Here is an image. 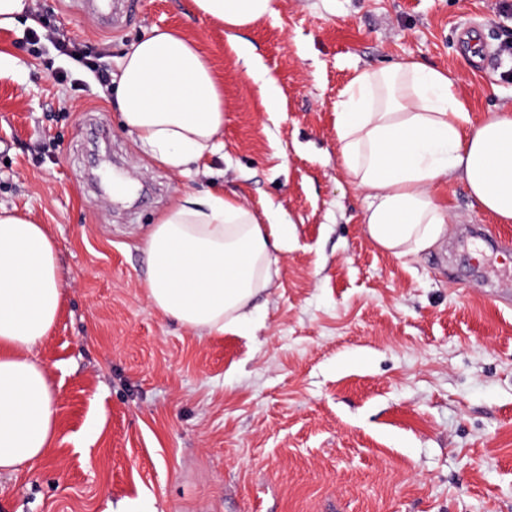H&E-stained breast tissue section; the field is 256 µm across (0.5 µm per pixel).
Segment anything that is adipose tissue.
<instances>
[{
    "mask_svg": "<svg viewBox=\"0 0 512 512\" xmlns=\"http://www.w3.org/2000/svg\"><path fill=\"white\" fill-rule=\"evenodd\" d=\"M236 31L273 15L275 0H193ZM123 126L139 149L176 173L215 153L224 97L194 41L153 28L122 59ZM339 161L364 194L370 240L402 257L448 232L434 189L463 182L479 206L512 223V112L471 124L447 73L418 61L357 72L336 105ZM288 227L235 196L179 194L144 241L143 285L159 313L195 331L245 329L248 308L278 269ZM64 275L44 225L0 207V473L51 455L56 403L48 369L34 355L58 320Z\"/></svg>",
    "mask_w": 512,
    "mask_h": 512,
    "instance_id": "ef3b65f1",
    "label": "adipose tissue"
}]
</instances>
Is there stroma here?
Returning a JSON list of instances; mask_svg holds the SVG:
<instances>
[{
    "label": "stroma",
    "instance_id": "stroma-1",
    "mask_svg": "<svg viewBox=\"0 0 512 512\" xmlns=\"http://www.w3.org/2000/svg\"><path fill=\"white\" fill-rule=\"evenodd\" d=\"M74 42L110 77L51 43ZM197 41L224 94L218 153L168 171L138 152L116 90L152 28ZM284 95L265 106L236 47ZM0 206L31 214L65 277L35 350L57 407L50 458L0 475V512H512V224L463 183L445 241L377 248L336 158V103L360 70L417 60L458 76L480 119L512 108L499 0H277L238 31L193 0H131L101 31L74 0L0 28ZM69 70L74 83L53 74ZM238 196L291 230L249 331L198 338L148 303L140 240L183 192ZM28 35H29V38L31 39V41L34 42L33 45L38 44L42 38L46 39V40L50 41L51 43H54L60 52L69 56L70 58L74 59L75 61L81 62L84 65V67L89 69L91 72L95 73L98 81L102 85H105L109 82L108 74L97 71V69L91 63L86 61L87 57L82 54V52L79 48H76L74 46V49L70 50L65 43H62V42L56 40L54 31L47 30L46 33H38L36 30H32L29 32Z\"/></svg>",
    "mask_w": 512,
    "mask_h": 512
}]
</instances>
